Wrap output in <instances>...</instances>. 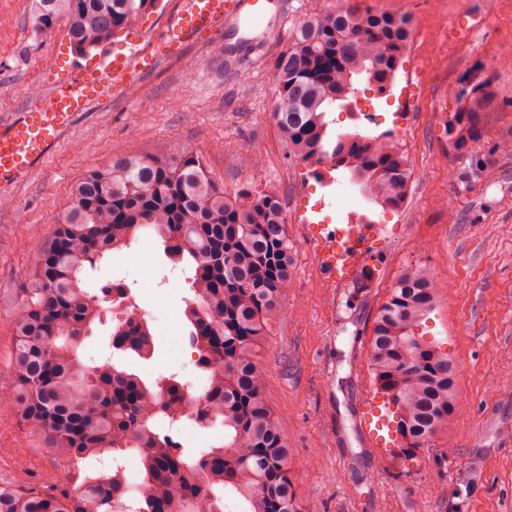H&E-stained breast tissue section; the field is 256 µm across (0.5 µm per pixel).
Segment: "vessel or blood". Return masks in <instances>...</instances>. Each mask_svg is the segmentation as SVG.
<instances>
[{
  "label": "vessel or blood",
  "mask_w": 512,
  "mask_h": 512,
  "mask_svg": "<svg viewBox=\"0 0 512 512\" xmlns=\"http://www.w3.org/2000/svg\"><path fill=\"white\" fill-rule=\"evenodd\" d=\"M269 0H179L178 8L159 34L151 39V51H167L193 39L198 33L217 32L239 20L263 17ZM143 54L138 46L125 52H108L88 67L76 69L66 79L53 82L48 103L36 112H25L0 124V188L22 180L33 165L44 159L72 130L84 112L126 96L139 77ZM324 203H317L305 222L311 228L320 262L337 281L353 277L372 254L378 226L361 223L348 214L346 223L329 225L322 219ZM372 446L388 447L394 433L385 410L375 409L366 423Z\"/></svg>",
  "instance_id": "1"
}]
</instances>
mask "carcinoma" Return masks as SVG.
<instances>
[{"mask_svg": "<svg viewBox=\"0 0 512 512\" xmlns=\"http://www.w3.org/2000/svg\"><path fill=\"white\" fill-rule=\"evenodd\" d=\"M159 0H39L34 25L51 32L66 22L78 58L105 48L118 29L133 25ZM411 19L378 10L356 12L346 2L302 21L291 44L273 61L276 124L293 158L348 170L361 194L384 210H398L410 179L392 132L332 134L327 113L349 105L356 84L385 93L411 38ZM454 114L456 144L482 133L490 95L477 86ZM162 240L184 264L194 293L185 316L195 365L208 382L187 412L188 385L175 377L148 386L108 361L88 364L78 349L100 318L108 282L91 287L88 272L130 244L136 232ZM293 246L280 203L244 183L233 198L201 155L171 159L120 155L88 172L71 189L70 206L37 258L12 315L11 368L0 383L12 392L0 407L47 445L78 483L41 492L0 482V512H223L216 490L239 493L250 512H299L293 494L288 440L264 399L265 372L253 351L283 311ZM438 284L426 268L401 275L375 317L369 365L395 432L407 452L423 448L457 407L459 365L420 334L433 311ZM112 346L149 355L154 336L143 317L121 316ZM224 426V444L194 459L173 434L183 420ZM136 451L141 474L124 469L80 475L79 462L108 451Z\"/></svg>", "mask_w": 512, "mask_h": 512, "instance_id": "cac0c4a2", "label": "carcinoma"}]
</instances>
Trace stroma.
I'll return each mask as SVG.
<instances>
[{"label": "stroma", "mask_w": 512, "mask_h": 512, "mask_svg": "<svg viewBox=\"0 0 512 512\" xmlns=\"http://www.w3.org/2000/svg\"><path fill=\"white\" fill-rule=\"evenodd\" d=\"M413 20L389 95L359 93L353 104L374 123L328 113L332 133H400L411 171L396 212L367 201L349 177L321 186L311 167L291 159L269 115L276 101L273 59L305 18L304 0H270L256 25L206 33L175 57L157 61L125 99L82 114L72 131L23 181L0 191V369L10 366L13 306L34 260L70 203L73 184L119 154L167 159L202 155L234 196L241 183L280 196L294 247L283 317L257 352L265 399L288 438L302 512H512V0H348ZM35 0H0V123L47 103L48 82L76 67L65 24L51 36L34 27ZM177 0L118 30L111 50L163 26ZM223 56H215V45ZM487 86L482 136L459 149L448 124L460 92ZM259 157L245 168L243 156ZM333 200L331 219L354 212L381 227L369 265L348 281L324 269L300 219L302 209ZM432 269L442 288L423 333L459 365V407L447 431L415 456L399 446L371 447L365 422L380 401L369 368L372 326L402 274ZM121 280L154 335L155 353L139 358L112 346L115 303L82 342L88 359L111 361L145 382L177 374L202 392L207 375L191 360L184 316L192 293L153 235L112 254L93 286ZM60 479L52 454L21 421L0 414V482L40 491Z\"/></svg>", "instance_id": "1"}]
</instances>
